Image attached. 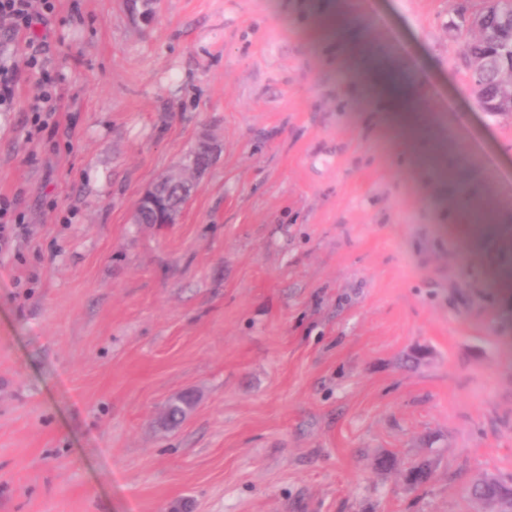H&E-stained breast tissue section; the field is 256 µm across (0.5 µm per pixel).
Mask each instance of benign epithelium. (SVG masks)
Segmentation results:
<instances>
[{
	"label": "benign epithelium",
	"mask_w": 512,
	"mask_h": 512,
	"mask_svg": "<svg viewBox=\"0 0 512 512\" xmlns=\"http://www.w3.org/2000/svg\"><path fill=\"white\" fill-rule=\"evenodd\" d=\"M198 145L200 150L185 154L179 166L165 175V181H155L141 193L134 207V223H145V215L152 212L158 214L161 224L179 222L185 204H171L168 201L167 186L182 187L186 192L185 198H190L216 156V147L210 139L203 137Z\"/></svg>",
	"instance_id": "obj_1"
}]
</instances>
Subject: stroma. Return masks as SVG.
<instances>
[{
  "instance_id": "obj_1",
  "label": "stroma",
  "mask_w": 512,
  "mask_h": 512,
  "mask_svg": "<svg viewBox=\"0 0 512 512\" xmlns=\"http://www.w3.org/2000/svg\"><path fill=\"white\" fill-rule=\"evenodd\" d=\"M459 5L57 0L30 39L0 28V195L26 216L0 512H475L463 483L512 476V112L478 102ZM43 42L63 114L33 136ZM202 133L179 223H132ZM17 77L16 65L0 54V112L6 111L13 103ZM372 77L376 89L387 97L398 111L411 112L410 89L406 84L399 81L388 67L383 64H376L373 68Z\"/></svg>"
}]
</instances>
